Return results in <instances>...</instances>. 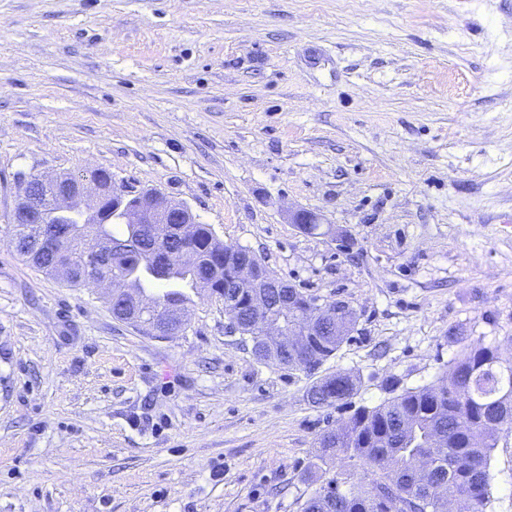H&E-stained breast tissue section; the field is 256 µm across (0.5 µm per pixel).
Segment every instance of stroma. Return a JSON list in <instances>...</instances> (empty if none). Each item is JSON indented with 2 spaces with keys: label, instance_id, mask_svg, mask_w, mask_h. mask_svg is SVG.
Segmentation results:
<instances>
[{
  "label": "stroma",
  "instance_id": "1",
  "mask_svg": "<svg viewBox=\"0 0 512 512\" xmlns=\"http://www.w3.org/2000/svg\"><path fill=\"white\" fill-rule=\"evenodd\" d=\"M87 167L348 302L351 405L222 301L154 338L23 261L19 176ZM476 343L512 359V0H0V512H301L324 431ZM490 472L512 512V437ZM361 383L360 377L341 372L317 378L307 390V400L316 408L351 404Z\"/></svg>",
  "mask_w": 512,
  "mask_h": 512
}]
</instances>
